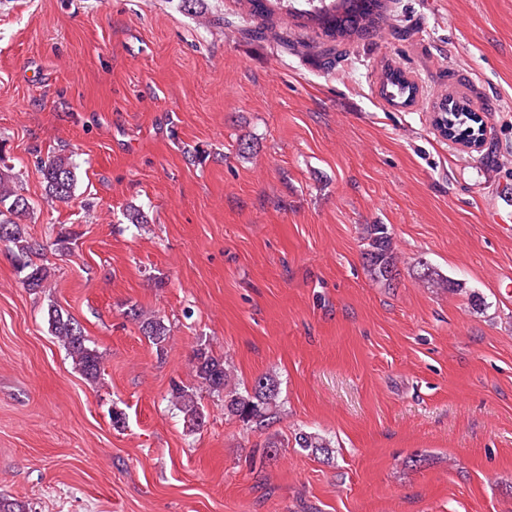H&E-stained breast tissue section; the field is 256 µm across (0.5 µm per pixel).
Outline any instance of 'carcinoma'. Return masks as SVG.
I'll return each instance as SVG.
<instances>
[{
  "instance_id": "cac0c4a2",
  "label": "carcinoma",
  "mask_w": 512,
  "mask_h": 512,
  "mask_svg": "<svg viewBox=\"0 0 512 512\" xmlns=\"http://www.w3.org/2000/svg\"><path fill=\"white\" fill-rule=\"evenodd\" d=\"M251 17L262 22L274 15L272 6L286 11L297 25L314 24L320 30L319 52L333 62L336 50L351 38L370 36L372 29L383 18L384 0H306V8L294 6L293 0H243ZM416 87L396 69L385 70L382 94L403 103L413 101ZM442 125L453 121V129L464 131L468 108L457 103L448 106V98L437 105ZM45 195L51 201L68 204L75 196L77 166L68 155H52L37 158ZM32 205L16 187V177L0 172V243L5 244L12 255L16 268L24 274L23 284L30 291L45 288L51 277V268L37 264L33 258L43 255L44 246L33 239L26 226L31 220ZM367 247L362 252L363 267L370 279L393 285L399 275L394 253L392 233L386 224H367L364 227ZM420 278L433 288L454 292L462 284L438 274L427 263L420 262ZM126 316L139 325L140 331L150 342L160 347L166 341L169 329L164 320L138 308H130ZM47 322L51 333L64 348L85 380L96 382L102 371V356L87 344L80 324L68 313L51 304L47 309ZM193 370L198 382L209 391L224 395V415L243 425L262 431L279 407L280 383L272 375L257 377L251 388L240 390L232 384L231 374L224 358L214 355L207 347L200 346L193 352ZM171 402L180 412L184 425L190 431L198 430L205 422V410L196 391L190 387L175 385L170 392ZM294 447L308 454L329 461L334 450L325 436L316 432L300 431L294 435Z\"/></svg>"
}]
</instances>
